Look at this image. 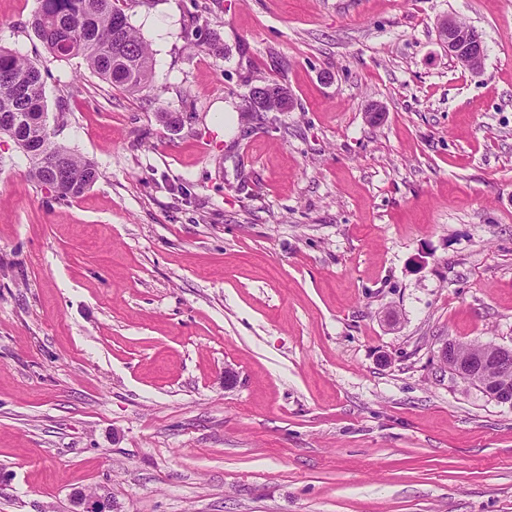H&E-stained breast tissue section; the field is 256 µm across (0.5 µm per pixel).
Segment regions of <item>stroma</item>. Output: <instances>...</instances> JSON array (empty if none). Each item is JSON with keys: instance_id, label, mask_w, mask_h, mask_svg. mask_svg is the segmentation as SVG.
<instances>
[{"instance_id": "35a3bbf8", "label": "stroma", "mask_w": 512, "mask_h": 512, "mask_svg": "<svg viewBox=\"0 0 512 512\" xmlns=\"http://www.w3.org/2000/svg\"><path fill=\"white\" fill-rule=\"evenodd\" d=\"M119 5L133 94L0 0L99 171L60 198L0 137V512H512V406L437 358L512 345V0ZM438 34L440 42L448 50V55L462 68L474 71L483 66L484 41L473 27L446 16L439 22ZM268 86V85H267ZM266 82H261L259 84L250 85L247 95H246V101H247V110L245 113H251L254 112V104L251 100V90L254 87L257 88H263L264 94L261 96L260 99V106L261 109L264 112H286V100L284 99V95L282 94H276L270 91H267Z\"/></svg>"}]
</instances>
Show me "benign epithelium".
Listing matches in <instances>:
<instances>
[{
  "mask_svg": "<svg viewBox=\"0 0 512 512\" xmlns=\"http://www.w3.org/2000/svg\"><path fill=\"white\" fill-rule=\"evenodd\" d=\"M438 34L448 55L461 67L474 71L483 66L484 41L474 28L447 16L439 22ZM257 87L264 89L260 99L263 111H286L283 95L266 90L264 82ZM460 348L459 344L445 343L439 351L440 364L457 377L477 385L498 402L512 405V346L488 344L471 356L461 355ZM77 504L78 512H111L109 501L95 493L79 495Z\"/></svg>",
  "mask_w": 512,
  "mask_h": 512,
  "instance_id": "1",
  "label": "benign epithelium"
}]
</instances>
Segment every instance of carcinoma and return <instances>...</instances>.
I'll return each mask as SVG.
<instances>
[{
  "label": "carcinoma",
  "instance_id": "1",
  "mask_svg": "<svg viewBox=\"0 0 512 512\" xmlns=\"http://www.w3.org/2000/svg\"><path fill=\"white\" fill-rule=\"evenodd\" d=\"M38 38L56 58L82 57L88 69L129 93L149 87L153 58L148 44L131 26L116 0H40L32 21ZM45 91L39 67L0 46V134L26 151L42 147L63 164L56 192L77 197L98 177L90 162L68 147L49 141L42 120ZM31 177L41 185L55 181V171L35 159Z\"/></svg>",
  "mask_w": 512,
  "mask_h": 512
}]
</instances>
